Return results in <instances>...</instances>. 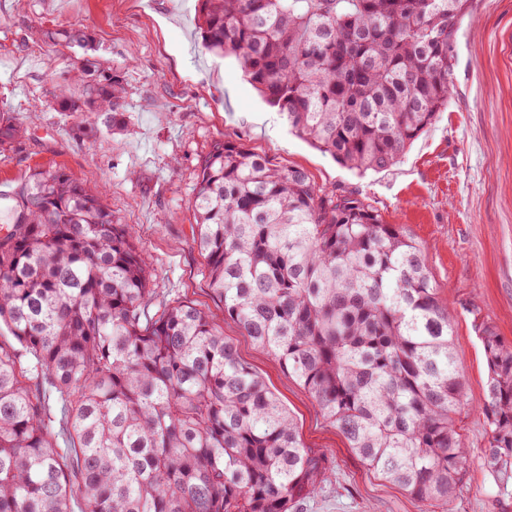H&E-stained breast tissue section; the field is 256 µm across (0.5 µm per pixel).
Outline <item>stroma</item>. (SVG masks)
<instances>
[{
    "mask_svg": "<svg viewBox=\"0 0 512 512\" xmlns=\"http://www.w3.org/2000/svg\"><path fill=\"white\" fill-rule=\"evenodd\" d=\"M83 30L90 49L44 41L45 30ZM93 57L125 92L126 129L77 138L53 110L58 83ZM448 108L395 166L359 175L289 130L235 58L208 52L196 0H0V107L24 125L0 153V190L36 169H61L105 192L135 225L159 298L219 310L196 249L191 199L198 166L219 139L240 141L281 167L304 169L328 191L370 200L423 248L453 325L463 383L455 423L469 449L466 476L446 501H420L373 475L317 413L310 393L255 347L233 321L224 335L293 412L327 469L296 512H512L483 464L488 369L481 328L512 344V0H477L453 45Z\"/></svg>",
    "mask_w": 512,
    "mask_h": 512,
    "instance_id": "obj_1",
    "label": "stroma"
}]
</instances>
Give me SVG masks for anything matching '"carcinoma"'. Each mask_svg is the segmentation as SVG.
<instances>
[{
  "mask_svg": "<svg viewBox=\"0 0 512 512\" xmlns=\"http://www.w3.org/2000/svg\"><path fill=\"white\" fill-rule=\"evenodd\" d=\"M473 0H197L204 47L233 56L291 129L357 172L400 162L448 109ZM86 46L82 31H45ZM59 112L125 124L117 76L83 61ZM22 124L0 111V148ZM194 242L222 316L157 303L149 256L108 199L63 170L0 192V512H294L324 456L224 337L230 319L314 399L367 470L446 500L468 455L448 305L421 246L368 200L327 192L242 143L200 164ZM156 313H150L153 305ZM485 464L512 486V345L481 328ZM63 400L72 460L46 395ZM43 392H45L47 398L50 397L51 413L53 417L52 420L54 421L52 423V428L56 435L58 447L61 448V453L65 455L66 448L69 447L70 442L61 421V402L59 394L50 383H45V385L43 386Z\"/></svg>",
  "mask_w": 512,
  "mask_h": 512,
  "instance_id": "carcinoma-1",
  "label": "carcinoma"
}]
</instances>
